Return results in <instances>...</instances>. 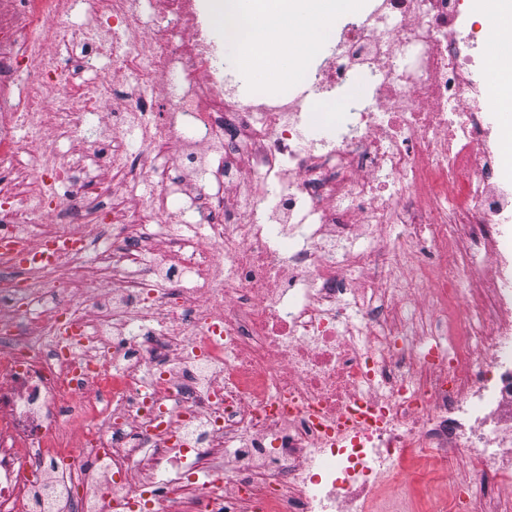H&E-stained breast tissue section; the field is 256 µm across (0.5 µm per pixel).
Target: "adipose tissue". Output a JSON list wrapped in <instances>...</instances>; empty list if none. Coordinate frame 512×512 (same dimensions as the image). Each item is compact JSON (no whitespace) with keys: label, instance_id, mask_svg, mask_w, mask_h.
I'll list each match as a JSON object with an SVG mask.
<instances>
[{"label":"adipose tissue","instance_id":"1","mask_svg":"<svg viewBox=\"0 0 512 512\" xmlns=\"http://www.w3.org/2000/svg\"><path fill=\"white\" fill-rule=\"evenodd\" d=\"M361 0H211L213 24L224 37L236 72L253 85L288 87L338 19L357 14ZM485 22L495 37L487 51L498 103L512 108V0H486Z\"/></svg>","mask_w":512,"mask_h":512}]
</instances>
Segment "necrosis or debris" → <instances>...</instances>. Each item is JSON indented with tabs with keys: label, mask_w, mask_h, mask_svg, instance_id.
Masks as SVG:
<instances>
[{
	"label": "necrosis or debris",
	"mask_w": 512,
	"mask_h": 512,
	"mask_svg": "<svg viewBox=\"0 0 512 512\" xmlns=\"http://www.w3.org/2000/svg\"><path fill=\"white\" fill-rule=\"evenodd\" d=\"M152 3L0 0V175L41 146L0 195V512H369L399 486L425 495L401 512H512V153L480 0H369L278 94L239 92L200 0ZM361 78L307 132L310 95ZM118 94L92 195L42 127L83 136ZM77 264L107 292L58 276Z\"/></svg>",
	"instance_id": "4bbe7bcc"
}]
</instances>
